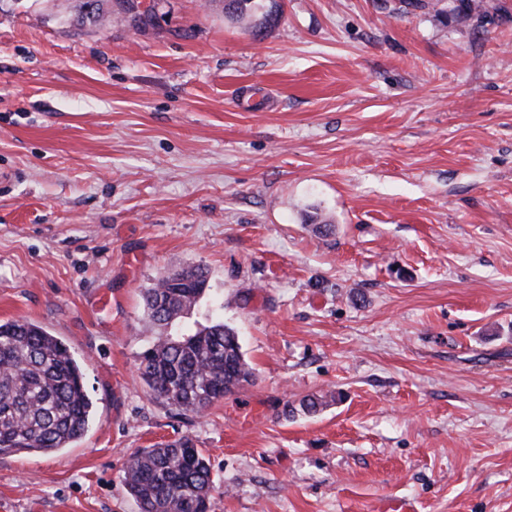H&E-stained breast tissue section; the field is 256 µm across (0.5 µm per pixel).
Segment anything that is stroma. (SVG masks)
<instances>
[{"label": "stroma", "mask_w": 512, "mask_h": 512, "mask_svg": "<svg viewBox=\"0 0 512 512\" xmlns=\"http://www.w3.org/2000/svg\"><path fill=\"white\" fill-rule=\"evenodd\" d=\"M141 2L137 32L0 0V322L96 409L0 456V512H139L129 456L185 435L209 512H512V0H278L257 33ZM188 266L180 332L224 321L254 372L202 416L137 371L142 293Z\"/></svg>", "instance_id": "1"}]
</instances>
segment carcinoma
I'll use <instances>...</instances> for the list:
<instances>
[{
    "label": "carcinoma",
    "instance_id": "1",
    "mask_svg": "<svg viewBox=\"0 0 512 512\" xmlns=\"http://www.w3.org/2000/svg\"><path fill=\"white\" fill-rule=\"evenodd\" d=\"M106 2L81 0L82 18L102 21L112 13ZM255 2L224 0V13L259 28L272 11L257 13ZM115 5L128 20L137 11L143 18L137 30L155 14V6L138 0H115ZM207 286L199 267L169 272L144 293V306L157 325L172 327L198 304ZM138 372L154 397L196 415L254 378L238 336L220 320L189 335L160 338L142 355ZM326 405L312 396L289 412L314 415ZM91 419L81 366L65 343L32 322H0V455L56 452L79 440ZM123 481L140 512H208L214 490L209 459L188 436L136 451Z\"/></svg>",
    "mask_w": 512,
    "mask_h": 512
}]
</instances>
